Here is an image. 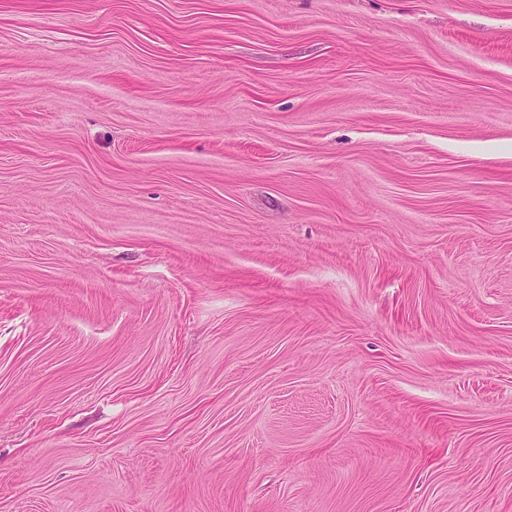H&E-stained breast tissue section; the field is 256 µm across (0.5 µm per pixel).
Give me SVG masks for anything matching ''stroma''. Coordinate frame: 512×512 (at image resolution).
I'll return each mask as SVG.
<instances>
[{
    "instance_id": "35a3bbf8",
    "label": "stroma",
    "mask_w": 512,
    "mask_h": 512,
    "mask_svg": "<svg viewBox=\"0 0 512 512\" xmlns=\"http://www.w3.org/2000/svg\"><path fill=\"white\" fill-rule=\"evenodd\" d=\"M0 512H512V0H0Z\"/></svg>"
}]
</instances>
